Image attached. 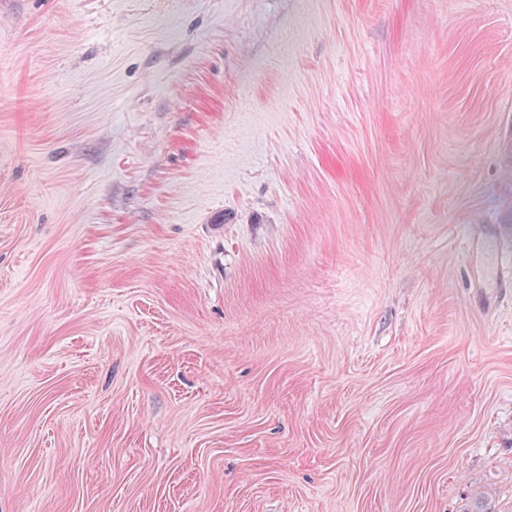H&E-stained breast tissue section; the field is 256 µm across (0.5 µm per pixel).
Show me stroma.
I'll return each mask as SVG.
<instances>
[{
	"label": "stroma",
	"instance_id": "obj_1",
	"mask_svg": "<svg viewBox=\"0 0 512 512\" xmlns=\"http://www.w3.org/2000/svg\"><path fill=\"white\" fill-rule=\"evenodd\" d=\"M512 0H0V512H512ZM500 246L495 245L489 250V264L493 274L498 277L499 284L508 280L512 270V249L507 248L500 237Z\"/></svg>",
	"mask_w": 512,
	"mask_h": 512
}]
</instances>
